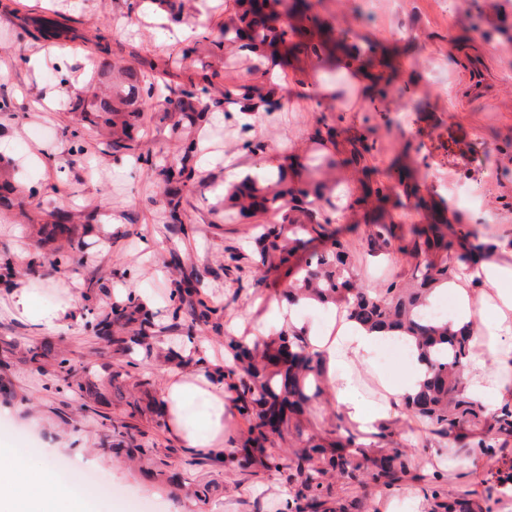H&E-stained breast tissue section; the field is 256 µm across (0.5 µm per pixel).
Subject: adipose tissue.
<instances>
[{"label": "adipose tissue", "instance_id": "adipose-tissue-1", "mask_svg": "<svg viewBox=\"0 0 512 512\" xmlns=\"http://www.w3.org/2000/svg\"><path fill=\"white\" fill-rule=\"evenodd\" d=\"M457 297V307L448 318L451 327L473 324L474 350L464 370V380L471 397L494 414L512 408V236L498 238L491 250L472 263L469 271L449 282ZM376 333L352 320H344L337 338L315 336L311 344L321 352L329 378L336 382V396L349 420L358 429L375 432L377 426L395 416L406 396L415 394L424 379L426 366L416 347H409L406 374L386 385L383 403L366 406L355 391V364L367 362L372 349L380 343ZM204 375L168 383L163 400L172 417L174 429L191 448L201 453L224 447L222 415L231 394L217 385L209 393L211 412L203 430L190 431L184 426L190 396L198 392ZM56 465L47 461L34 473H27L22 460L0 463V500L20 505L22 512H46L41 490L54 486Z\"/></svg>", "mask_w": 512, "mask_h": 512}]
</instances>
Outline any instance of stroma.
I'll return each mask as SVG.
<instances>
[{"label":"stroma","mask_w":512,"mask_h":512,"mask_svg":"<svg viewBox=\"0 0 512 512\" xmlns=\"http://www.w3.org/2000/svg\"><path fill=\"white\" fill-rule=\"evenodd\" d=\"M0 11V184L29 189L25 210L0 206V451L25 457L29 470L55 459L75 494L85 470L105 478L90 494L93 512H139L147 499L163 512H295L289 440L278 437L263 462L242 469L229 451L242 447L248 423L234 404L224 406L221 455L188 448L169 426L162 390L171 377L199 372L224 380V336L277 337L286 324L273 306L288 281L283 267H263L257 227L275 214H240L224 199L225 158L240 175L276 172L285 158L299 164L301 179L338 182V194L357 195L363 177L352 167L311 169L332 153L321 138L327 127L352 129L374 142L373 163L386 169L395 157L432 187L449 220L463 219L488 238L512 235V0L490 13L482 0H318L315 13L339 39L335 68L313 58L289 57L266 75L260 60L239 45L217 49L228 13L225 0H197L188 21L176 23L132 0H56L66 25L100 30L112 38V56L123 63H152L166 89L145 105L134 135L136 155L112 151L110 130L70 111L61 83L93 86L90 51L61 54L27 34L48 0H5ZM370 51L401 72L388 106L374 107L362 80L345 65L347 53ZM482 69L485 92L470 79ZM219 71L225 84H273L278 109L212 112L205 123L172 139L181 121L172 111L170 86ZM194 145V172L183 188V222L170 223L163 206L162 168L176 165ZM493 176L483 187L482 210L459 206L448 191L458 179ZM75 214L70 237H53L52 215ZM496 221H482L483 211ZM338 227L354 247V265L368 287L408 278L412 260L391 249L368 255L362 215L346 214ZM61 252L62 263L48 257ZM27 291L33 309L56 317L35 327L15 312ZM218 310L219 328H190L197 298ZM135 302L154 323L151 350L104 347L93 333L111 306ZM197 348L184 347L186 338ZM53 349L39 363L31 355L44 342ZM68 359L81 384L64 382L58 363ZM403 361L369 360L357 370L367 404L381 402V378L399 379ZM391 442L405 448L409 472L392 488L379 483L330 481L322 494L328 512H443L439 496L490 501L492 512L512 502V491L487 497L488 486L512 474V436L500 437L492 457L461 454L447 437L406 411L388 420ZM366 454H387L391 442L360 434Z\"/></svg>","instance_id":"1"}]
</instances>
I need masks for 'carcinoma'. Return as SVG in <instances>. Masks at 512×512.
<instances>
[{"mask_svg":"<svg viewBox=\"0 0 512 512\" xmlns=\"http://www.w3.org/2000/svg\"><path fill=\"white\" fill-rule=\"evenodd\" d=\"M163 7L174 20L184 18L191 0H162ZM311 0H233V14L224 24L222 38L211 41L217 48L241 38L240 25L250 30L251 48L268 55L275 63L281 52L290 47H302L320 64L326 63L324 44L315 41L303 25L288 21V16L311 10ZM40 37L51 40L60 35V24L47 16L35 20ZM93 45L98 54L97 71L102 77H112V88L99 89L91 95H82L69 87L65 93L72 101L75 112H107L112 115V150H134L133 123L129 115L143 111L145 98L155 91V65L136 67L112 63V48L107 37L94 35ZM221 75L217 71L205 73L190 88L181 90L178 111L187 113L190 122L217 108L221 103L238 112H253L260 107L270 110V97L274 89L259 84L239 83L224 87L223 99L207 97ZM351 146L347 162L360 168L369 177L377 169L369 164L374 144L360 135L348 140ZM295 162L281 166L275 183L261 186L253 179H245L233 186L229 198L244 213L275 209L280 220L259 237L262 265L274 267L287 261L298 251L307 253L304 264L294 273L286 286L288 300L301 296L314 297L323 303L343 302L347 305L348 319L362 327L387 336H399L413 341L427 362L425 379L420 389L405 398L403 405L416 419L438 427V432L454 436L464 448H477L480 454L493 452L499 435L512 434V409L504 408L487 416L469 395L461 377L473 350L469 327L453 331L446 318H429L427 309L435 289L448 285L464 272V265L491 248L480 239L478 231L467 224H430L408 228V244L401 251L411 254L417 263L410 283L392 282L385 288H363L356 284L350 244L340 238L333 227L338 222L340 209L367 204L392 202L404 206L402 198L414 199L416 210H437L429 187L419 183H406L407 170L393 162L387 181L376 182L364 195L355 198L331 200L326 187L317 183L313 188L297 187L286 183L287 170ZM325 206L314 207V201ZM396 224L375 222L369 225L366 245L370 255L376 257L389 252L396 238ZM206 300L199 298L191 311V323L207 325L215 315ZM226 349L236 361V381L230 385L235 391L233 403L249 422V438L245 463H253L254 455H266L268 442L265 426L277 418L281 430L297 441L306 443L292 451L296 476L300 479L302 498L318 502L321 497L327 468L335 469L350 482L361 483L368 477L386 486L398 483L407 473L404 452L396 448L388 455L371 460L364 466L355 461L365 455L356 436L349 432L326 444L312 443L307 427L300 420L306 407L319 397L328 386L329 378L323 367L322 354L313 350L307 341L297 335L283 334L276 339L255 338L248 342L233 336L226 337Z\"/></svg>","mask_w":512,"mask_h":512,"instance_id":"cac0c4a2","label":"carcinoma"}]
</instances>
